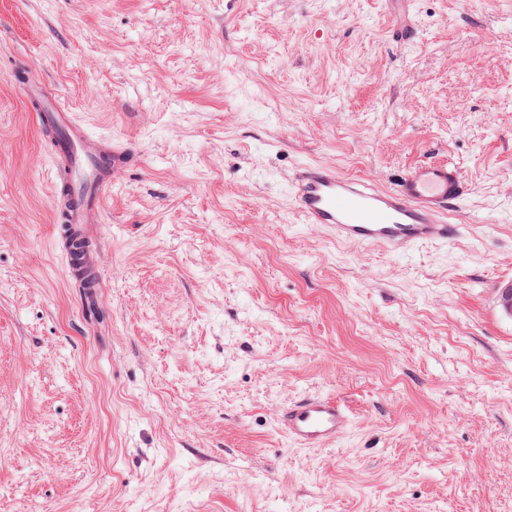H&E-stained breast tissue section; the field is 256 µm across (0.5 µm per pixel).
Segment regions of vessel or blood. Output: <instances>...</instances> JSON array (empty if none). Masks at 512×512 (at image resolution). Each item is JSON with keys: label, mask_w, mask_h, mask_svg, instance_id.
Returning <instances> with one entry per match:
<instances>
[{"label": "vessel or blood", "mask_w": 512, "mask_h": 512, "mask_svg": "<svg viewBox=\"0 0 512 512\" xmlns=\"http://www.w3.org/2000/svg\"><path fill=\"white\" fill-rule=\"evenodd\" d=\"M25 98L51 139L54 201L63 216L57 233L80 236L85 225L99 223L113 185L133 158L112 137L92 134L77 123L59 98L47 93L41 78L26 83ZM291 195L306 223L325 226L338 240L404 251L454 237L448 214L461 206L466 186L459 167L449 161L420 162L390 188L330 166L305 165L293 176ZM97 256L90 248L63 253L70 273L95 286L101 282ZM276 425L300 447L320 448L348 433L350 417L336 399L307 396L281 409Z\"/></svg>", "instance_id": "vessel-or-blood-1"}]
</instances>
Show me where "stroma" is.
I'll list each match as a JSON object with an SVG mask.
<instances>
[{
	"label": "stroma",
	"mask_w": 512,
	"mask_h": 512,
	"mask_svg": "<svg viewBox=\"0 0 512 512\" xmlns=\"http://www.w3.org/2000/svg\"><path fill=\"white\" fill-rule=\"evenodd\" d=\"M414 25L415 40H392ZM38 71L138 161L77 287ZM427 159L463 232L403 253L291 207L299 166ZM512 0H0V500L13 512H512ZM335 398L348 435L275 416ZM97 256L98 250L88 247L80 252L77 258L68 247L63 253V259L70 273L78 275L81 280H88L93 287H100L101 282ZM350 417L334 398L303 397L281 409L276 415L278 430L302 448H320L344 437Z\"/></svg>",
	"instance_id": "35a3bbf8"
}]
</instances>
